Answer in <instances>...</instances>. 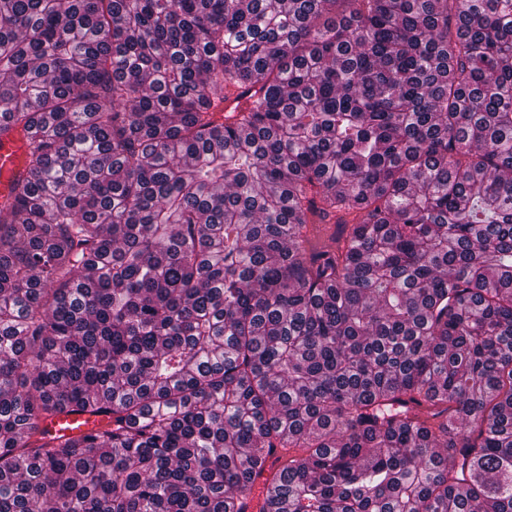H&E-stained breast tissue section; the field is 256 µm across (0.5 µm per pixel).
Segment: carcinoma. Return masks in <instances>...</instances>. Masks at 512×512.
Returning a JSON list of instances; mask_svg holds the SVG:
<instances>
[{
    "instance_id": "cac0c4a2",
    "label": "carcinoma",
    "mask_w": 512,
    "mask_h": 512,
    "mask_svg": "<svg viewBox=\"0 0 512 512\" xmlns=\"http://www.w3.org/2000/svg\"><path fill=\"white\" fill-rule=\"evenodd\" d=\"M0 116V512H512V0H0ZM25 136L11 130L0 132V195H6L10 181L23 173ZM106 414L91 415L78 411L66 412L41 423L46 436L79 435L103 427L110 421Z\"/></svg>"
}]
</instances>
